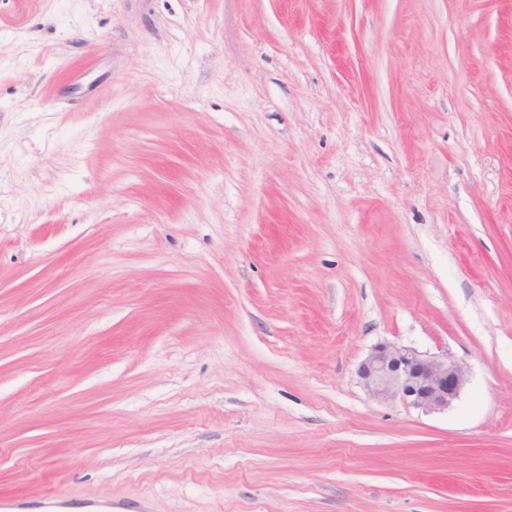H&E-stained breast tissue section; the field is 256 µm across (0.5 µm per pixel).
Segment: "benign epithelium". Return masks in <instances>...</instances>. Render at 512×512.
Returning <instances> with one entry per match:
<instances>
[{
	"instance_id": "obj_1",
	"label": "benign epithelium",
	"mask_w": 512,
	"mask_h": 512,
	"mask_svg": "<svg viewBox=\"0 0 512 512\" xmlns=\"http://www.w3.org/2000/svg\"><path fill=\"white\" fill-rule=\"evenodd\" d=\"M356 374L372 399L399 401L425 413L448 410L468 382L467 366L448 351L426 354L390 342L374 345Z\"/></svg>"
}]
</instances>
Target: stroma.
<instances>
[{
	"label": "stroma",
	"instance_id": "obj_1",
	"mask_svg": "<svg viewBox=\"0 0 512 512\" xmlns=\"http://www.w3.org/2000/svg\"><path fill=\"white\" fill-rule=\"evenodd\" d=\"M12 497L512 512V0H0ZM356 374L372 399L399 401L425 413L448 410L468 382L467 366L448 350L426 354L390 342L374 345Z\"/></svg>",
	"mask_w": 512,
	"mask_h": 512
}]
</instances>
